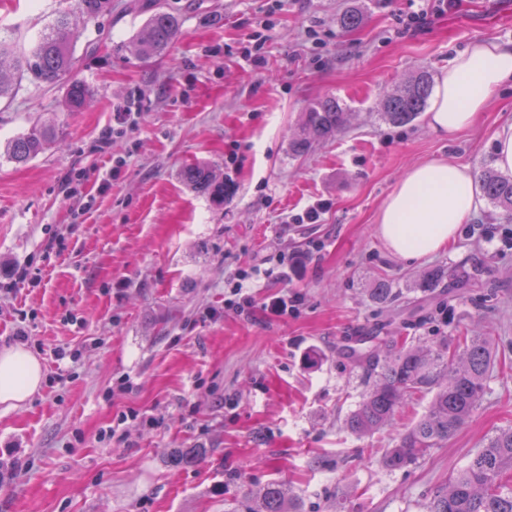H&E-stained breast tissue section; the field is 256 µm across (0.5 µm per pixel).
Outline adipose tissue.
I'll use <instances>...</instances> for the list:
<instances>
[{"instance_id":"adipose-tissue-1","label":"adipose tissue","mask_w":512,"mask_h":512,"mask_svg":"<svg viewBox=\"0 0 512 512\" xmlns=\"http://www.w3.org/2000/svg\"><path fill=\"white\" fill-rule=\"evenodd\" d=\"M512 83V41L472 43L442 73L428 126L452 136L471 127L488 101ZM480 208L469 168L432 160L411 168L398 182L378 218V231L392 254L416 261L446 249L461 225ZM40 359L17 345L0 350V403L17 408L41 387Z\"/></svg>"}]
</instances>
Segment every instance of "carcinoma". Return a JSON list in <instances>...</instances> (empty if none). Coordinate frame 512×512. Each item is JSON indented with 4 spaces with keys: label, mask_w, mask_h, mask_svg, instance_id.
<instances>
[{
    "label": "carcinoma",
    "mask_w": 512,
    "mask_h": 512,
    "mask_svg": "<svg viewBox=\"0 0 512 512\" xmlns=\"http://www.w3.org/2000/svg\"><path fill=\"white\" fill-rule=\"evenodd\" d=\"M112 12V0H75V9L61 13L42 31L29 56L15 57L0 44V98L11 94L12 84L5 76L26 71L35 80L52 85L68 76L75 64L74 48L78 20H91ZM181 31L177 13L159 10L128 45L129 52L141 60L166 54ZM434 82L429 71L421 68L406 86L394 90L383 100L384 119L392 124L415 120L428 106ZM94 94L87 82L71 79L67 83L69 111L79 112ZM348 112L334 97L312 103L305 120L291 140L296 154L306 152L313 142L326 139L341 130ZM52 132L37 124L14 138L8 145V157L25 163L44 152ZM182 178L192 189L224 202V181L208 167L190 164ZM484 197L512 222V175L485 169L479 180ZM455 273L432 268L419 280L418 287L430 292ZM401 292L390 282L380 280L369 289L372 302L391 305ZM358 362L371 365L367 389L358 409L345 418V427L357 437H366L394 424L395 416L416 393L431 395L421 417L399 433L391 447L382 450L384 467L395 470L414 463L431 449L448 440L479 406L486 381L494 363L490 336H464L426 344L408 336H392L380 350L352 352ZM512 471V426L501 428L466 464L453 472L435 492L429 512H512V485L503 481ZM243 512H299L283 484L267 482L242 505Z\"/></svg>",
    "instance_id": "obj_1"
}]
</instances>
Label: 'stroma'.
<instances>
[{
    "label": "stroma",
    "mask_w": 512,
    "mask_h": 512,
    "mask_svg": "<svg viewBox=\"0 0 512 512\" xmlns=\"http://www.w3.org/2000/svg\"><path fill=\"white\" fill-rule=\"evenodd\" d=\"M179 14L181 35L150 61L122 51L153 2ZM70 0H0V41L20 57ZM414 0H112L81 24L74 78L95 97L79 112L66 84L16 80L0 100V349L18 331L41 360L42 387L16 409L0 404V512H229L270 480L302 512H428L436 489L484 441L512 425V223L483 203L446 250L395 257L378 232L381 208L416 164L441 159L473 172L493 165L494 132L512 119V89L493 96L476 124L448 139L426 116L397 126L382 99L416 70L440 76L476 41H512V0H456L417 34L398 18ZM363 16L353 30L340 17ZM318 39H310L308 28ZM265 38V63L242 50ZM332 96L349 120L293 156L290 140L314 101ZM134 128L96 151L112 114L133 100ZM35 123L54 138L35 159L7 156ZM191 163L226 179L223 204L182 179ZM320 224L292 215L317 200ZM323 249L307 257L313 242ZM302 255L285 267L278 256ZM269 259L244 313L224 282ZM470 272L461 285L422 292L426 270ZM21 269L36 280L3 281ZM399 289L382 307L369 288ZM297 293L285 317L268 299ZM432 321L407 333L432 343L471 329L495 339L483 400L447 442L399 470L383 448L430 398L410 399L394 427L365 438L345 417L365 391L348 354L359 336L393 318ZM80 350L54 361L52 351ZM130 377L128 391L116 390ZM124 436L115 440L113 425ZM175 448H201L175 466Z\"/></svg>",
    "instance_id": "1"
}]
</instances>
